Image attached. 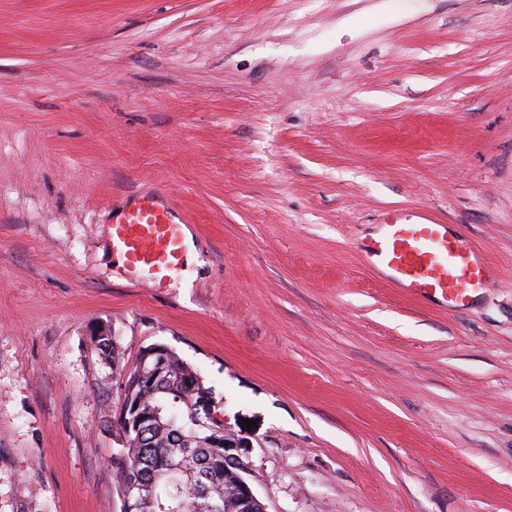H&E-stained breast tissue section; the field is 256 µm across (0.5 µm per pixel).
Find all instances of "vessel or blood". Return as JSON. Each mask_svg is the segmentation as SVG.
Listing matches in <instances>:
<instances>
[{
  "instance_id": "b4317fda",
  "label": "vessel or blood",
  "mask_w": 512,
  "mask_h": 512,
  "mask_svg": "<svg viewBox=\"0 0 512 512\" xmlns=\"http://www.w3.org/2000/svg\"><path fill=\"white\" fill-rule=\"evenodd\" d=\"M184 229L170 207L157 205L146 192L113 222L110 246L139 282L155 287L185 262ZM360 252L368 267L404 293L436 299L454 311L471 304L488 275L479 248L431 221L386 220Z\"/></svg>"
}]
</instances>
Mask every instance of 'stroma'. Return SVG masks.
Listing matches in <instances>:
<instances>
[{"label": "stroma", "instance_id": "stroma-1", "mask_svg": "<svg viewBox=\"0 0 512 512\" xmlns=\"http://www.w3.org/2000/svg\"><path fill=\"white\" fill-rule=\"evenodd\" d=\"M155 187L197 260L143 288ZM406 214L485 252L468 311L365 267ZM155 343L269 512H512V0H0V512H123ZM156 195H138L133 205L112 222L110 235L112 254L138 274L135 282L152 287L161 286L186 260V226L176 221L169 206L155 203ZM169 348L163 344H151L144 348L140 353L141 368L148 364L151 370L146 375H141L140 383L142 387L147 384L150 386L159 378L163 372L165 364V356L168 354Z\"/></svg>", "mask_w": 512, "mask_h": 512}]
</instances>
